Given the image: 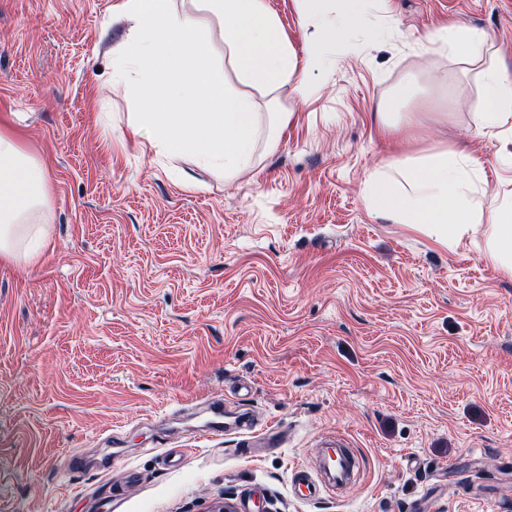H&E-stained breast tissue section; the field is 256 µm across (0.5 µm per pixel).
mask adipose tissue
I'll return each mask as SVG.
<instances>
[{"label": "adipose tissue", "instance_id": "obj_1", "mask_svg": "<svg viewBox=\"0 0 512 512\" xmlns=\"http://www.w3.org/2000/svg\"><path fill=\"white\" fill-rule=\"evenodd\" d=\"M302 14L319 20L316 36L296 50L266 0H120L112 18L126 24L112 81L137 76L138 110L131 129L141 147L199 161L234 179L276 150L294 114L282 89L307 98L326 45L361 29L368 0H299ZM224 31V57L216 59L209 18ZM424 62L446 59L481 86L471 104L463 143L444 141L404 151L417 127L447 121L444 112L403 110L421 93L418 74L382 101L374 114L378 136L393 142L390 157L366 175L362 206L369 217L407 224L454 253L468 244L512 278V190L490 193L486 162L477 152L512 132V60L493 36L458 17L422 39ZM52 196L44 164L13 133L0 130V259L34 265L51 246Z\"/></svg>", "mask_w": 512, "mask_h": 512}]
</instances>
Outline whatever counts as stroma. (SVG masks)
<instances>
[{
  "label": "stroma",
  "mask_w": 512,
  "mask_h": 512,
  "mask_svg": "<svg viewBox=\"0 0 512 512\" xmlns=\"http://www.w3.org/2000/svg\"><path fill=\"white\" fill-rule=\"evenodd\" d=\"M118 0H0V126L45 165L54 248L0 261V512H498L512 494V279L366 215L391 153L371 117L451 17L512 56V0L372 5V40L328 46L258 169L225 179L141 151L113 85ZM444 133L477 93L447 61ZM221 397L277 424L246 451L181 401ZM365 460L338 493L294 496L314 448ZM86 458L77 469L70 456Z\"/></svg>",
  "instance_id": "stroma-1"
}]
</instances>
